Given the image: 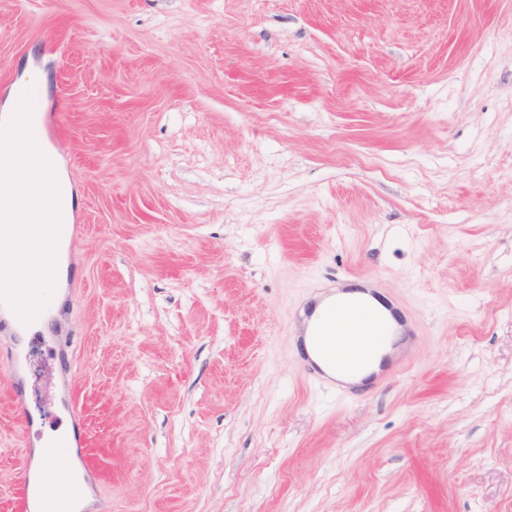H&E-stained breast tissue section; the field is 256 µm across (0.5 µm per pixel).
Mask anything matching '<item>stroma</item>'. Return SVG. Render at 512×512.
I'll return each instance as SVG.
<instances>
[{
  "label": "stroma",
  "mask_w": 512,
  "mask_h": 512,
  "mask_svg": "<svg viewBox=\"0 0 512 512\" xmlns=\"http://www.w3.org/2000/svg\"><path fill=\"white\" fill-rule=\"evenodd\" d=\"M85 230L54 355L0 365V512L84 415L81 512H512V0H0ZM374 282L415 337L355 399L294 315ZM299 356L302 362L303 367L306 372L310 376L313 383H317L319 385H328L332 387H336V393L338 394L339 399H345L351 397L356 394L358 391L362 390L361 385H341L336 383V379L327 374L325 369L320 366L316 361H314L310 355L307 353L306 349L300 342V350Z\"/></svg>",
  "instance_id": "stroma-1"
}]
</instances>
